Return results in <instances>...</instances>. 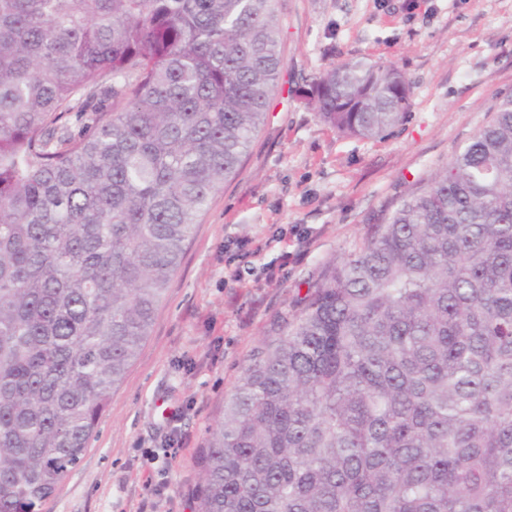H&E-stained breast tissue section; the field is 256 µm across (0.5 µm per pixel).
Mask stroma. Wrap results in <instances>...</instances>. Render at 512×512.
Here are the masks:
<instances>
[{
  "instance_id": "1",
  "label": "stroma",
  "mask_w": 512,
  "mask_h": 512,
  "mask_svg": "<svg viewBox=\"0 0 512 512\" xmlns=\"http://www.w3.org/2000/svg\"><path fill=\"white\" fill-rule=\"evenodd\" d=\"M285 63L234 178L186 242L151 332L42 512H195V459L244 367L326 269L512 94V0H280ZM397 65L400 124L325 125L298 95L348 58ZM177 456L163 457L170 445Z\"/></svg>"
}]
</instances>
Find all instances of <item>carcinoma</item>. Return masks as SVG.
I'll return each instance as SVG.
<instances>
[{
	"mask_svg": "<svg viewBox=\"0 0 512 512\" xmlns=\"http://www.w3.org/2000/svg\"><path fill=\"white\" fill-rule=\"evenodd\" d=\"M278 2L0 0V512L82 461L266 115ZM409 92L351 58L304 95L369 138ZM492 112L246 365L195 512H512V94Z\"/></svg>",
	"mask_w": 512,
	"mask_h": 512,
	"instance_id": "obj_1",
	"label": "carcinoma"
}]
</instances>
